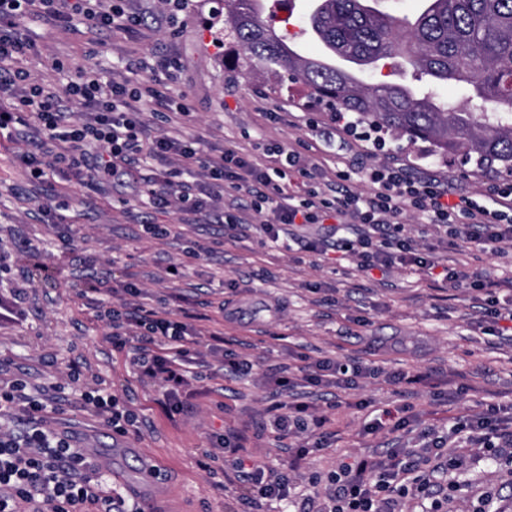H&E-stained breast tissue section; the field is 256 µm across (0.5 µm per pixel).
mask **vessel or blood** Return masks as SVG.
I'll return each mask as SVG.
<instances>
[{"mask_svg": "<svg viewBox=\"0 0 512 512\" xmlns=\"http://www.w3.org/2000/svg\"><path fill=\"white\" fill-rule=\"evenodd\" d=\"M85 454L92 460L108 461L116 466H120L126 457L135 456L136 467L131 470L122 469V479L140 491L142 504L147 510L163 496L167 478L164 469L154 458L134 454L132 448L117 442L109 448L86 449Z\"/></svg>", "mask_w": 512, "mask_h": 512, "instance_id": "1", "label": "vessel or blood"}]
</instances>
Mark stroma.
Listing matches in <instances>:
<instances>
[{"label": "stroma", "mask_w": 512, "mask_h": 512, "mask_svg": "<svg viewBox=\"0 0 512 512\" xmlns=\"http://www.w3.org/2000/svg\"><path fill=\"white\" fill-rule=\"evenodd\" d=\"M181 3L173 12L166 0H125L144 18L129 33L33 15L18 18L16 28L34 47L32 72L60 89L79 67L135 85L151 79L158 58L173 61L168 92L189 112L175 127L143 105L156 133L180 131L215 157L241 148L260 158L270 147H290L321 164L313 188H334L337 170L356 152L337 136L335 113L301 83L279 81L260 66L242 67L228 25L211 18L217 9L230 12V0ZM311 4L295 0L288 22L276 28L305 56L319 58L321 45L304 31ZM384 138L385 147L368 163H405L411 174L431 170L462 187L504 175L498 167L437 155L428 142L396 131ZM26 149L21 140L0 139V296L23 288L26 315L22 324L0 326V376L24 378L49 402L62 403L52 427L88 446L112 439L83 393L115 395L136 416L128 443L156 458L168 476L157 512H302L309 477L327 476L343 456L412 447L421 428L445 431L449 419L481 411L489 393L512 399V336L492 330L466 289H449L438 279L421 283L405 269L367 275L348 256L335 261L294 243L264 242L261 215L229 196L194 213L176 205L153 208L139 199L137 178L126 174L98 184L78 181L68 170L36 180L19 160ZM229 213L238 223H225ZM149 222L166 225L167 234H148ZM22 244L37 262L16 260ZM439 256L470 272H498L499 258L489 250L461 243L440 248ZM173 265L180 277L168 275ZM95 280L101 286L95 299L80 297ZM121 281L135 283L139 303L149 307L167 294L185 297L196 328L223 330L225 350L246 359L250 372L203 367L180 410H171L159 384L131 367L130 350H115L108 340L112 328L101 311L120 307L108 290ZM326 358L385 373L359 379L352 390L302 383L279 394L264 383L267 375L286 376ZM72 366L80 371L74 382L66 376ZM389 372L403 374V381L388 382ZM293 404L316 407L328 435L325 448L299 461L290 454L295 440L267 425ZM396 407L404 408L410 427L372 429L382 410ZM220 435L231 436L233 452L209 461L203 451ZM238 456L282 471L297 465L306 481L287 500L256 499L245 471L233 466ZM451 480L444 512H476L489 489L497 491L498 507L512 512V462L474 452Z\"/></svg>", "instance_id": "stroma-1"}]
</instances>
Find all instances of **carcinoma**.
Listing matches in <instances>:
<instances>
[{
    "instance_id": "cac0c4a2",
    "label": "carcinoma",
    "mask_w": 512,
    "mask_h": 512,
    "mask_svg": "<svg viewBox=\"0 0 512 512\" xmlns=\"http://www.w3.org/2000/svg\"><path fill=\"white\" fill-rule=\"evenodd\" d=\"M233 0L228 24L247 66L299 81L334 108L429 142L434 151L497 163L512 174V0H421L398 19L378 0H316L308 27L333 55L363 70L383 60L435 85L466 86L469 104L419 96L400 84H364L349 70L298 54L251 7Z\"/></svg>"
}]
</instances>
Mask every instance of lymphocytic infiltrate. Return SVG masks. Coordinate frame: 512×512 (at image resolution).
Masks as SVG:
<instances>
[{
    "instance_id": "obj_1",
    "label": "lymphocytic infiltrate",
    "mask_w": 512,
    "mask_h": 512,
    "mask_svg": "<svg viewBox=\"0 0 512 512\" xmlns=\"http://www.w3.org/2000/svg\"><path fill=\"white\" fill-rule=\"evenodd\" d=\"M36 13L54 20L85 22L94 26L132 31L141 16L121 6L97 11L92 0H0V65L11 64L8 78L0 79V131L33 126L37 137L21 156L31 176L46 180L60 168L73 169L80 178L96 181L136 163H148L151 175L144 180L152 207L172 204L198 209L204 198L229 192L250 197L255 212L265 213L261 230L278 242L284 227L299 229L295 241L301 250L324 254L335 249L354 257L364 273L393 268L440 275L449 287H467L486 295L487 315L497 331L512 332V276L495 278L442 264L434 245L420 246L400 217L409 211L436 229L441 239H453L503 253L512 246V179H488L479 192L452 187L434 174L414 176L403 167L381 163L363 168L370 189L358 191L351 170L339 171L336 194L311 189L291 190L286 174L311 176L313 167L292 149H269L268 162L233 149L217 158L204 155L193 138L152 135L139 118L138 102L162 109L164 119L186 114L185 103L161 92L164 80L174 77L168 60L156 63L150 82L138 87L106 81L98 71L80 68L63 90L45 87L24 67L29 45L15 33L18 17ZM85 110L76 119L74 106ZM188 162L205 174L208 189H197L172 178V162ZM328 224L324 235H310L316 224ZM112 320L111 341L125 347L137 341L134 364L139 373L158 382L172 408L181 405L182 392L195 375L192 364L202 355L220 360L233 371L247 369L243 360L224 356V336L212 332L200 343L185 308L159 312L136 305L124 311L107 309ZM363 375L358 364L324 359L304 371V382L313 385L333 380L336 386L356 385ZM321 420L307 406L292 405L270 423L281 435L304 438L300 456L322 448L316 435ZM415 448H390L378 459H342L322 488L328 501L324 512H398L405 498H437L448 494L443 476L463 467L462 449L478 448L492 458L512 461V403H493L481 413L456 419L448 437L434 429L422 430ZM85 464L70 436L48 426L47 404L27 393L22 381L0 380V512H141L140 507H117L112 484L84 476Z\"/></svg>"
}]
</instances>
